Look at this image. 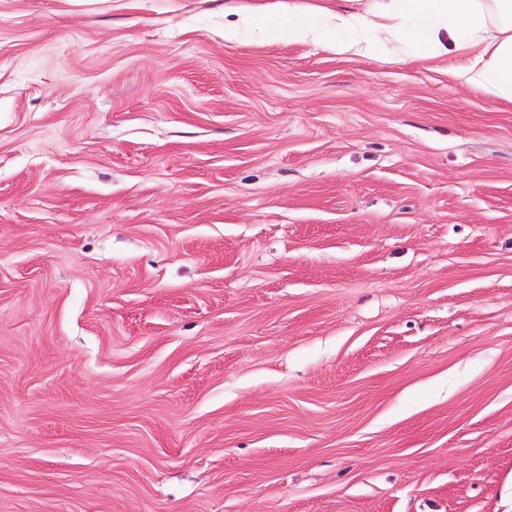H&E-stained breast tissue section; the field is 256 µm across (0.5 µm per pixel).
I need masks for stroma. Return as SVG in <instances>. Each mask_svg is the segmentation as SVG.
<instances>
[{
  "mask_svg": "<svg viewBox=\"0 0 512 512\" xmlns=\"http://www.w3.org/2000/svg\"><path fill=\"white\" fill-rule=\"evenodd\" d=\"M334 2L0 0V512H512V101Z\"/></svg>",
  "mask_w": 512,
  "mask_h": 512,
  "instance_id": "stroma-1",
  "label": "stroma"
}]
</instances>
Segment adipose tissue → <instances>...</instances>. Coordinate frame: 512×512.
<instances>
[{
  "label": "adipose tissue",
  "mask_w": 512,
  "mask_h": 512,
  "mask_svg": "<svg viewBox=\"0 0 512 512\" xmlns=\"http://www.w3.org/2000/svg\"><path fill=\"white\" fill-rule=\"evenodd\" d=\"M293 40L337 53L374 56L412 44L419 58L453 53L467 60L455 81L512 100V0H365L327 10L316 24L292 23Z\"/></svg>",
  "instance_id": "adipose-tissue-1"
}]
</instances>
